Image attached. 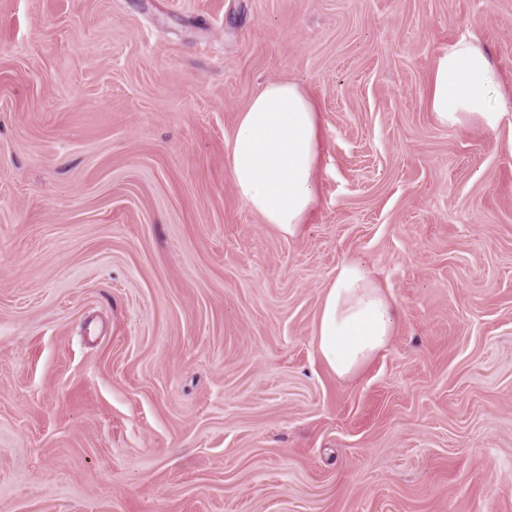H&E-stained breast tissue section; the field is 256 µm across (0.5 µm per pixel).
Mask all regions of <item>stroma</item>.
Returning a JSON list of instances; mask_svg holds the SVG:
<instances>
[{
  "mask_svg": "<svg viewBox=\"0 0 512 512\" xmlns=\"http://www.w3.org/2000/svg\"><path fill=\"white\" fill-rule=\"evenodd\" d=\"M512 0H0V512H512V130L435 124ZM322 114L284 239L225 142L267 81ZM346 258L398 304L337 378ZM397 315L396 300L374 268L344 259L320 303L314 336L321 357L337 377L355 376L388 348Z\"/></svg>",
  "mask_w": 512,
  "mask_h": 512,
  "instance_id": "obj_1",
  "label": "stroma"
}]
</instances>
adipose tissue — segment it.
I'll return each instance as SVG.
<instances>
[{
    "instance_id": "1",
    "label": "adipose tissue",
    "mask_w": 512,
    "mask_h": 512,
    "mask_svg": "<svg viewBox=\"0 0 512 512\" xmlns=\"http://www.w3.org/2000/svg\"><path fill=\"white\" fill-rule=\"evenodd\" d=\"M427 102L435 122L448 129H512V88L470 32L435 55ZM320 129L321 114L302 85L273 80L240 112L226 141L237 196L281 237H297L318 202ZM397 315L374 268L343 260L320 303L314 336L321 357L337 377L355 376L388 348Z\"/></svg>"
}]
</instances>
